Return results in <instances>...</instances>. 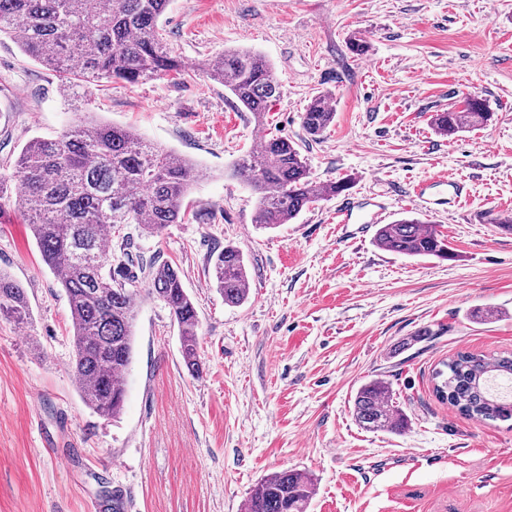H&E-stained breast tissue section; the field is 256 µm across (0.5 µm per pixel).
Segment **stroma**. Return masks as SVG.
Listing matches in <instances>:
<instances>
[{"label":"stroma","mask_w":512,"mask_h":512,"mask_svg":"<svg viewBox=\"0 0 512 512\" xmlns=\"http://www.w3.org/2000/svg\"><path fill=\"white\" fill-rule=\"evenodd\" d=\"M162 25L186 72L136 84L63 82L0 37V166L86 118L197 164L184 223L155 237L125 227L137 260L123 273L142 288L144 262L178 269L203 368L188 372L164 303L139 297L123 411L88 409L66 295L22 208L0 200V271L32 312L0 318V512H242L283 470L315 479L308 512H512V420L466 418L431 382L457 352H512V234L486 221L512 211V0H170ZM228 47L272 65L281 93L263 122L205 73ZM326 91L336 116L313 141L301 114ZM469 93L493 120L437 134L431 115ZM259 136L293 140L314 180L349 179L388 221L437 225L453 259L378 248L375 228L337 223L335 197L262 228L231 170ZM436 174L463 186L461 203L412 200ZM227 244L248 268L239 306L211 285ZM372 379L390 383L403 432L355 421Z\"/></svg>","instance_id":"35a3bbf8"}]
</instances>
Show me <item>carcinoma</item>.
Returning a JSON list of instances; mask_svg holds the SVG:
<instances>
[{
  "instance_id": "carcinoma-1",
  "label": "carcinoma",
  "mask_w": 512,
  "mask_h": 512,
  "mask_svg": "<svg viewBox=\"0 0 512 512\" xmlns=\"http://www.w3.org/2000/svg\"><path fill=\"white\" fill-rule=\"evenodd\" d=\"M170 0H0V35L8 36L34 61L66 78L92 84L104 78L137 83L183 72L167 46L159 21ZM207 76L261 118L280 88L263 56L229 48L209 65ZM494 113L477 94L462 105L431 116L435 131L452 138L491 121ZM332 95L315 96L301 115L306 136L318 139L332 124ZM196 164L172 149L144 139L136 130L84 120L52 138H36L21 151L11 172L0 175V199L21 189L19 201L42 260L64 289L71 313L72 371L84 403L101 417L123 409L125 375L134 349L135 297L164 302L177 323L182 357L192 376L202 374L198 356V313L172 265L152 263L147 288H129L112 273V238L124 224L158 236L185 219L183 202L196 181ZM232 174L257 195L256 223L274 229L306 207L346 191L349 180L321 183L310 176L297 143L261 138L234 163ZM378 247L410 258H454L435 226L414 217L381 225ZM212 278L224 303L248 298L243 254L224 246ZM0 317L31 318L25 289L0 273ZM433 393L459 413L480 420L512 419V357L488 358L459 352L433 374ZM352 414L369 432L399 433L403 413L390 401L387 382L373 379L352 399ZM315 485L306 473L279 471L251 490L244 512H307Z\"/></svg>"
}]
</instances>
